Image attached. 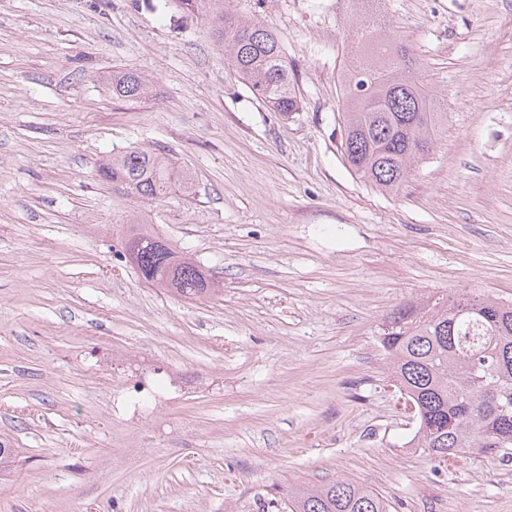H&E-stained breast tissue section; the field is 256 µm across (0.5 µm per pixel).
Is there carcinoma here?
<instances>
[{
  "label": "carcinoma",
  "instance_id": "1",
  "mask_svg": "<svg viewBox=\"0 0 512 512\" xmlns=\"http://www.w3.org/2000/svg\"><path fill=\"white\" fill-rule=\"evenodd\" d=\"M352 0L355 50L342 66L340 152L366 185L395 194L413 167L436 148L447 113L434 86L400 34L375 18L369 3ZM185 19H204L224 48V60L273 112L288 118L301 109L280 37L230 7V0H174ZM112 96L136 100L148 91L129 71L112 72ZM98 175L129 195L159 200L189 179L161 152L133 148L103 163ZM163 246L141 254L145 281L171 288L187 300L221 292L200 264L186 258L145 221L126 239ZM379 343L389 359L393 385L416 407L417 429L407 441L438 461L473 448L512 447V303L487 294L430 296L394 309L381 324ZM289 512H387L369 489L336 481L297 487Z\"/></svg>",
  "mask_w": 512,
  "mask_h": 512
}]
</instances>
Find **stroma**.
<instances>
[{
    "label": "stroma",
    "instance_id": "35a3bbf8",
    "mask_svg": "<svg viewBox=\"0 0 512 512\" xmlns=\"http://www.w3.org/2000/svg\"><path fill=\"white\" fill-rule=\"evenodd\" d=\"M288 51L272 112L205 21L140 0H0V512H286L336 480L389 512H512V448L440 462L388 382L397 305L512 301V0H382L437 88L436 152L394 195L341 159L350 0H241ZM151 82L138 101L107 79ZM163 149L195 192L103 158ZM145 217L218 276L198 301L119 254ZM108 85L113 97L117 99L136 100L148 91L145 80L136 73L129 71L112 72ZM98 175L102 181L112 183L113 188L148 200L162 199L175 188L184 193L192 188L172 159L164 153L140 148L112 156L100 166Z\"/></svg>",
    "mask_w": 512,
    "mask_h": 512
}]
</instances>
